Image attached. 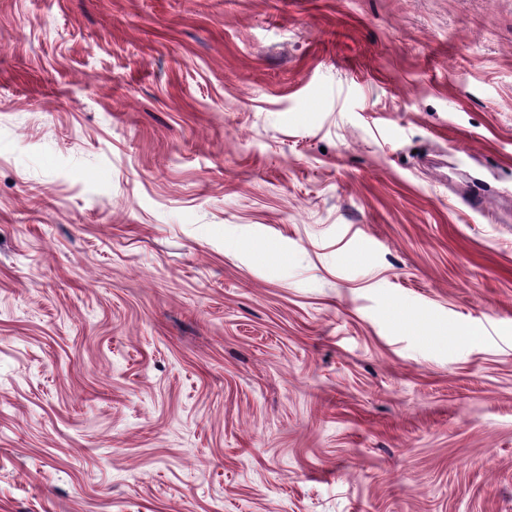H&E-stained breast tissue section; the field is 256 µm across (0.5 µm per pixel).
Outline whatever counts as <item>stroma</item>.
I'll list each match as a JSON object with an SVG mask.
<instances>
[{"label":"stroma","mask_w":512,"mask_h":512,"mask_svg":"<svg viewBox=\"0 0 512 512\" xmlns=\"http://www.w3.org/2000/svg\"><path fill=\"white\" fill-rule=\"evenodd\" d=\"M0 512H512V0H0Z\"/></svg>","instance_id":"1"}]
</instances>
